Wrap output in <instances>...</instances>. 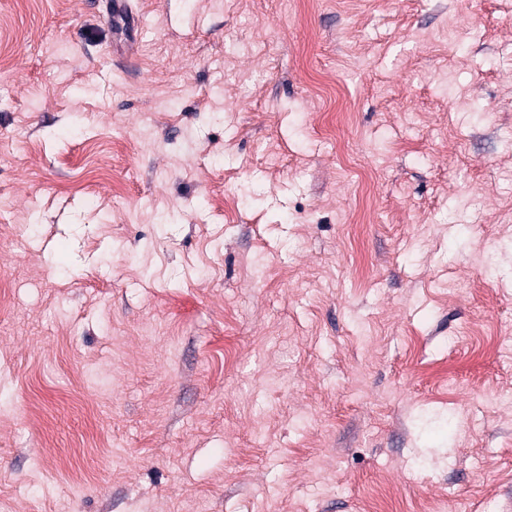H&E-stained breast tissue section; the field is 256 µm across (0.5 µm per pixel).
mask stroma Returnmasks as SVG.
I'll return each instance as SVG.
<instances>
[{"mask_svg": "<svg viewBox=\"0 0 512 512\" xmlns=\"http://www.w3.org/2000/svg\"><path fill=\"white\" fill-rule=\"evenodd\" d=\"M130 5L0 0V512H512V0Z\"/></svg>", "mask_w": 512, "mask_h": 512, "instance_id": "stroma-1", "label": "stroma"}]
</instances>
